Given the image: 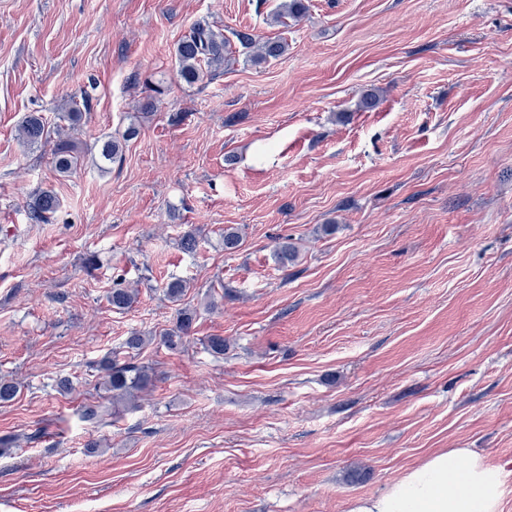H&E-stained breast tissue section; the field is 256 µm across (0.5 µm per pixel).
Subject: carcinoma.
<instances>
[{
  "instance_id": "1",
  "label": "carcinoma",
  "mask_w": 512,
  "mask_h": 512,
  "mask_svg": "<svg viewBox=\"0 0 512 512\" xmlns=\"http://www.w3.org/2000/svg\"><path fill=\"white\" fill-rule=\"evenodd\" d=\"M306 6L304 0H281L274 15V21L286 26L288 20H297L304 13ZM240 46L246 50V58L254 64L266 63L276 60L288 51V43L283 40L260 42L243 31L234 32ZM230 46V40L224 33L216 31L208 24L195 25L190 33L182 38L174 51L177 78L188 85H194L204 76L224 68V53ZM89 99L73 100L65 108V118L69 126L64 128L57 125L53 128L47 126L43 118L37 113L25 117L18 128L19 138L24 144H46L51 146L54 167L57 173L67 176L78 168L81 159L88 154V150L72 137L71 130L82 119V110L89 109ZM138 134L137 128L129 127L122 139L107 138L97 142L99 160L108 165L122 156V142H126ZM30 219L39 224H51L60 208V200L51 189H41L35 192L27 203ZM189 288V282L174 278L165 288V296L172 303L181 301ZM139 291L136 288H125L116 285L107 296V302L116 311H124L137 302ZM194 320V312L188 308L176 310L175 323L172 328L162 334L163 344L170 350H180L185 346L186 338ZM99 370L102 372L100 386L112 400V404L124 402L130 406L135 405L137 392L148 387L152 381V371L149 367L140 365L129 359L122 363L117 359L106 356L99 361ZM81 418L90 423L105 425L109 407L103 404L87 403L81 406Z\"/></svg>"
}]
</instances>
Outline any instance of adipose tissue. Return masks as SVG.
I'll return each instance as SVG.
<instances>
[{
  "label": "adipose tissue",
  "mask_w": 512,
  "mask_h": 512,
  "mask_svg": "<svg viewBox=\"0 0 512 512\" xmlns=\"http://www.w3.org/2000/svg\"><path fill=\"white\" fill-rule=\"evenodd\" d=\"M502 470L468 448L430 455L382 493L353 499L348 512H502Z\"/></svg>",
  "instance_id": "obj_1"
}]
</instances>
